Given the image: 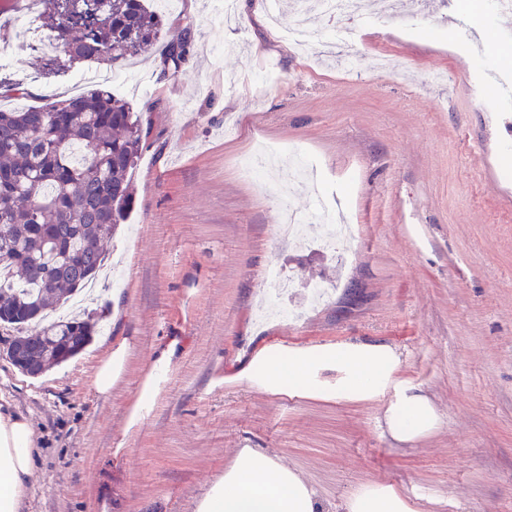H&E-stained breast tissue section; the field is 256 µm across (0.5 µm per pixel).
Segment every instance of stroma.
Segmentation results:
<instances>
[{
	"instance_id": "35a3bbf8",
	"label": "stroma",
	"mask_w": 512,
	"mask_h": 512,
	"mask_svg": "<svg viewBox=\"0 0 512 512\" xmlns=\"http://www.w3.org/2000/svg\"><path fill=\"white\" fill-rule=\"evenodd\" d=\"M482 0H406L395 16L365 0L357 16L313 11L310 26L354 39L307 58L280 39L267 0L220 19L215 0H180L164 38L192 31L181 71L162 46L130 60L147 80L131 97L147 126L134 206L108 240L109 270L84 303L99 319L77 356L21 374L0 327V397L27 417L38 454L22 512H195L244 448L298 472L325 512L375 483L409 490L421 512H512V65ZM40 74L26 105L66 93ZM274 64L260 92L251 76ZM448 74L445 84L433 72ZM510 139L498 148L501 139ZM267 143L304 152L312 174L276 161L265 185L241 159ZM336 211L346 243L320 248L277 232L282 209ZM290 283L279 297L266 277ZM380 341L434 402L441 426L398 444L379 403L288 397L237 381L264 347ZM127 370L94 387L108 346ZM173 355L141 426L126 413L162 350Z\"/></svg>"
}]
</instances>
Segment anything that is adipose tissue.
<instances>
[{
    "instance_id": "1",
    "label": "adipose tissue",
    "mask_w": 512,
    "mask_h": 512,
    "mask_svg": "<svg viewBox=\"0 0 512 512\" xmlns=\"http://www.w3.org/2000/svg\"><path fill=\"white\" fill-rule=\"evenodd\" d=\"M401 358L390 345H339L270 349L256 353L239 379L272 394L330 396L354 403L384 404L390 438L408 444L441 425L423 389L398 374ZM35 434L28 419L0 404V512H19L32 475ZM302 477L267 454L242 449L224 477L197 505V512H317ZM345 512H419L407 489L367 485L344 504Z\"/></svg>"
}]
</instances>
